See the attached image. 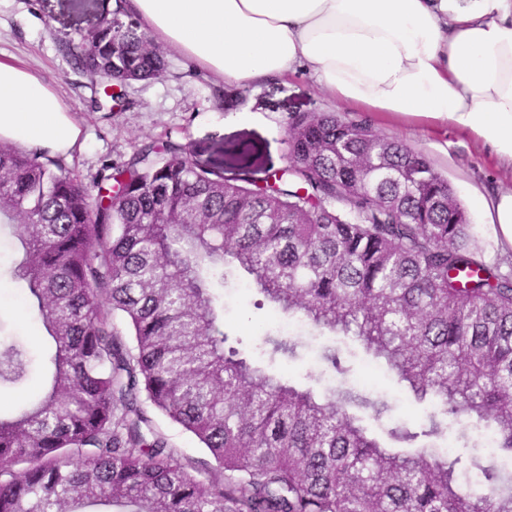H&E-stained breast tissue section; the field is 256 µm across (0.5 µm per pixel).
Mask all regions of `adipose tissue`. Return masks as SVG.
Segmentation results:
<instances>
[{
    "mask_svg": "<svg viewBox=\"0 0 512 512\" xmlns=\"http://www.w3.org/2000/svg\"><path fill=\"white\" fill-rule=\"evenodd\" d=\"M156 42L224 81L301 67L367 112L445 122L512 166V0H129ZM81 129L27 67L0 61V142L65 154Z\"/></svg>",
    "mask_w": 512,
    "mask_h": 512,
    "instance_id": "1",
    "label": "adipose tissue"
}]
</instances>
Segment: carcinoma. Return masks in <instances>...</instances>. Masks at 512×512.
Returning <instances> with one entry per match:
<instances>
[{"instance_id":"1","label":"carcinoma","mask_w":512,"mask_h":512,"mask_svg":"<svg viewBox=\"0 0 512 512\" xmlns=\"http://www.w3.org/2000/svg\"><path fill=\"white\" fill-rule=\"evenodd\" d=\"M71 66L160 77L161 49L116 0L62 43ZM265 184L199 166L167 140L107 165L90 189L0 142L10 268L52 348L42 390L0 415V512H512V263L489 262L428 158L336 113H298ZM383 364L431 411L382 436L353 404L275 371L300 335L264 332L267 360L224 332V289ZM321 359L348 373L341 350ZM28 370L0 340V387ZM193 435L182 457L154 423ZM471 449H448V419ZM154 420L168 436L172 445L177 448L183 456L202 461H211L209 454L204 449L199 448L196 439L192 435L161 416H154Z\"/></svg>"}]
</instances>
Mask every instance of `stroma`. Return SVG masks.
Listing matches in <instances>:
<instances>
[{"mask_svg": "<svg viewBox=\"0 0 512 512\" xmlns=\"http://www.w3.org/2000/svg\"><path fill=\"white\" fill-rule=\"evenodd\" d=\"M101 3L0 0V60L29 66L71 109L82 129L81 143L58 161L86 185H94L104 166L123 162L143 142L169 138L193 145L198 163L222 159L225 177L260 184L287 163L286 131L293 114L338 112L427 156L466 207L486 258L503 257L483 201L494 192L512 189V168L500 164L493 150L470 134L438 122L358 110L323 92L302 69L262 84L227 83L169 49L164 52V74L126 85L124 106H114L100 81L73 69L61 51L63 40L79 37L95 25ZM9 238V227H1L0 336L23 340L31 365L22 384L0 389V411L5 413L39 389L48 346L42 326L28 310L22 286L10 275ZM253 302L243 289L227 297L224 330L231 339L250 344L275 328L268 309L255 308ZM347 364L346 378H324L322 388L336 386L385 399L390 409L382 427L413 428L429 412V404L415 402L363 351H355Z\"/></svg>", "mask_w": 512, "mask_h": 512, "instance_id": "35a3bbf8", "label": "stroma"}]
</instances>
